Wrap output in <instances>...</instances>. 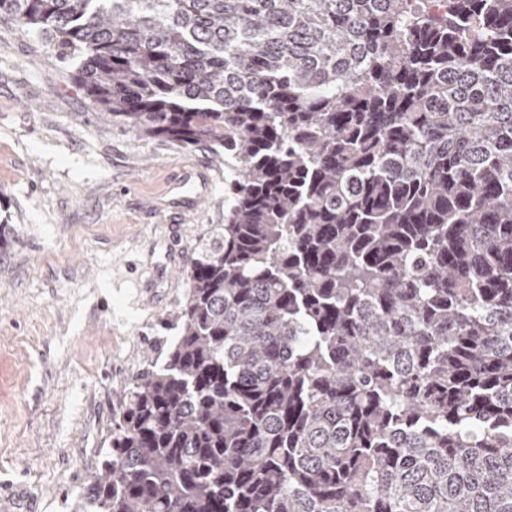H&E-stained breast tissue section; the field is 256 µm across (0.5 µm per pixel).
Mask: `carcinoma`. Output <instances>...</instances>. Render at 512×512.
<instances>
[{"mask_svg":"<svg viewBox=\"0 0 512 512\" xmlns=\"http://www.w3.org/2000/svg\"><path fill=\"white\" fill-rule=\"evenodd\" d=\"M222 231L91 512H512V0H0Z\"/></svg>","mask_w":512,"mask_h":512,"instance_id":"1","label":"carcinoma"}]
</instances>
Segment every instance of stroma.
I'll use <instances>...</instances> for the list:
<instances>
[{
    "label": "stroma",
    "instance_id": "35a3bbf8",
    "mask_svg": "<svg viewBox=\"0 0 512 512\" xmlns=\"http://www.w3.org/2000/svg\"><path fill=\"white\" fill-rule=\"evenodd\" d=\"M49 37L0 15V506L74 512L127 388L179 334L224 221L210 148L100 118Z\"/></svg>",
    "mask_w": 512,
    "mask_h": 512
}]
</instances>
